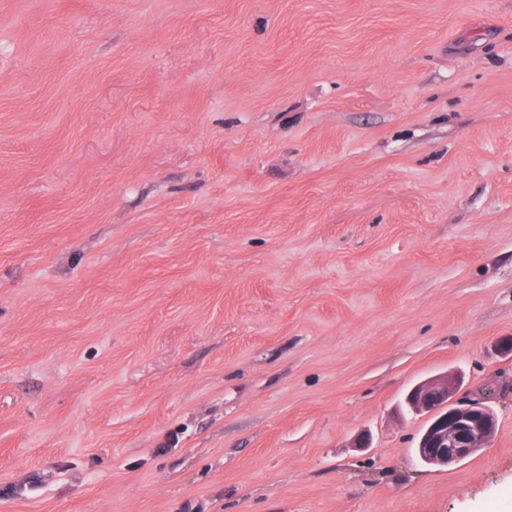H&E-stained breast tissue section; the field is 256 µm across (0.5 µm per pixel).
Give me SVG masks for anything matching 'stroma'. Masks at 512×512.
Returning <instances> with one entry per match:
<instances>
[{"label":"stroma","mask_w":512,"mask_h":512,"mask_svg":"<svg viewBox=\"0 0 512 512\" xmlns=\"http://www.w3.org/2000/svg\"><path fill=\"white\" fill-rule=\"evenodd\" d=\"M509 341L512 0H0V512H512ZM455 391L454 379L444 375L416 385L408 396L415 412L434 419L424 428L419 443L429 426L418 448L419 456L430 460L429 465L456 464L487 448L494 436L496 422L489 408L480 402L457 405Z\"/></svg>","instance_id":"1"}]
</instances>
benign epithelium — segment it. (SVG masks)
Instances as JSON below:
<instances>
[{"instance_id":"1","label":"benign epithelium","mask_w":512,"mask_h":512,"mask_svg":"<svg viewBox=\"0 0 512 512\" xmlns=\"http://www.w3.org/2000/svg\"><path fill=\"white\" fill-rule=\"evenodd\" d=\"M456 383L446 375L416 385L408 403L417 413L433 419L419 456L439 466L456 464L490 445L495 433L494 415L484 404L454 403Z\"/></svg>"}]
</instances>
